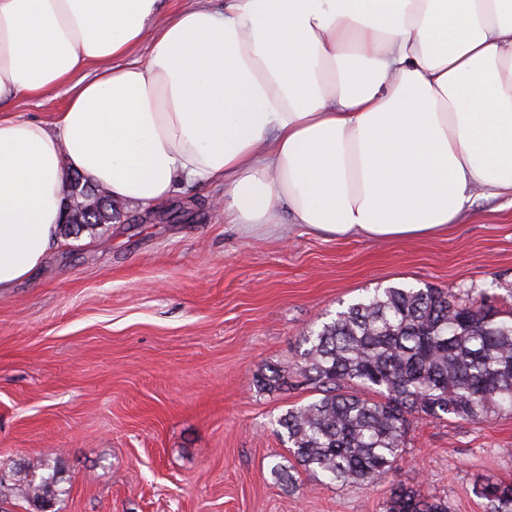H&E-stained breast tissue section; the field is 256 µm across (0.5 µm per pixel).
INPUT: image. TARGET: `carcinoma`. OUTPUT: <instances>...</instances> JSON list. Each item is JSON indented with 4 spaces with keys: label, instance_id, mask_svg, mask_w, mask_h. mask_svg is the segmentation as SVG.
Wrapping results in <instances>:
<instances>
[{
    "label": "carcinoma",
    "instance_id": "1",
    "mask_svg": "<svg viewBox=\"0 0 512 512\" xmlns=\"http://www.w3.org/2000/svg\"><path fill=\"white\" fill-rule=\"evenodd\" d=\"M115 219L112 207L69 217L64 235ZM303 362L288 374L256 378L268 392L309 386L316 397L278 421L288 438L291 469L330 483L370 484L398 465L413 418L483 422L512 416V307L483 290L475 297L438 288H377L310 331ZM57 472L29 464L11 491L39 512L58 495ZM489 512H512V483L476 488ZM386 512H448L423 490L398 484Z\"/></svg>",
    "mask_w": 512,
    "mask_h": 512
}]
</instances>
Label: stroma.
<instances>
[{
    "instance_id": "35a3bbf8",
    "label": "stroma",
    "mask_w": 512,
    "mask_h": 512,
    "mask_svg": "<svg viewBox=\"0 0 512 512\" xmlns=\"http://www.w3.org/2000/svg\"><path fill=\"white\" fill-rule=\"evenodd\" d=\"M220 186L179 184L161 217L68 235L0 296V479L58 471L53 512H385L394 484L486 512L512 481V417L413 420L396 471L369 486L298 472L278 420L311 400L256 376L293 370L308 331L376 288L497 294L512 305V196L475 192L448 232L329 239L224 221ZM489 505V512H512V483L486 481L476 488Z\"/></svg>"
}]
</instances>
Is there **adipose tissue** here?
Listing matches in <instances>:
<instances>
[{
	"mask_svg": "<svg viewBox=\"0 0 512 512\" xmlns=\"http://www.w3.org/2000/svg\"><path fill=\"white\" fill-rule=\"evenodd\" d=\"M57 90L52 120L0 113L2 296L60 245L74 172L118 210L205 183L225 223L330 238L512 193V0H0V102Z\"/></svg>",
	"mask_w": 512,
	"mask_h": 512,
	"instance_id": "obj_1",
	"label": "adipose tissue"
}]
</instances>
